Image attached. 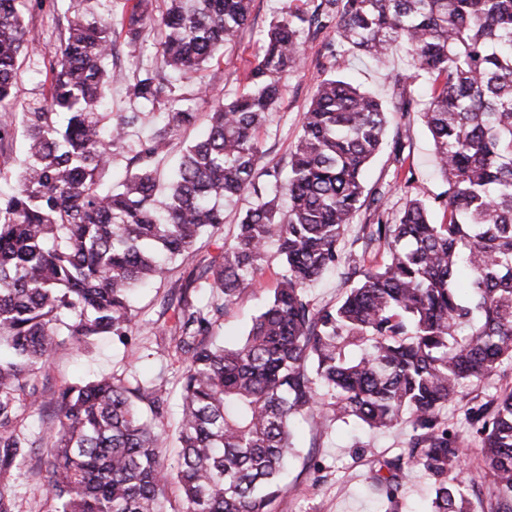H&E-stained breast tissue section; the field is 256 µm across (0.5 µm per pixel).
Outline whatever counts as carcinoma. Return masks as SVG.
<instances>
[{"instance_id": "1", "label": "carcinoma", "mask_w": 512, "mask_h": 512, "mask_svg": "<svg viewBox=\"0 0 512 512\" xmlns=\"http://www.w3.org/2000/svg\"><path fill=\"white\" fill-rule=\"evenodd\" d=\"M292 2L269 24L243 91L214 108L202 138L184 149L160 201L159 167L198 113L166 108L125 178L105 187L112 147L141 123L138 112L114 120L104 111L112 20L71 24L55 50L50 105L32 107L15 86L36 43L28 15L43 0H0V112L21 113L28 142L15 191L0 198V473L36 444L17 430L20 401L39 395L35 371L67 339L124 340L134 288L160 277L163 260L193 257L196 241L224 224L225 199L255 195L222 256L195 268L208 304L181 297L173 309L186 364L175 470L160 461L162 386L73 382L58 391L48 427L54 512H163L172 477L185 512H275L294 423L305 416L326 428L408 424L406 449L380 463L374 483L393 500L415 471L435 487L432 512H474L460 477L462 437L441 408L465 382L512 362V0H320L309 15ZM250 4L171 0L158 17L152 0H134L119 20L128 57L146 26L164 33L136 97L166 104V73L191 80L223 55L249 25ZM328 26L336 42L377 59L405 49L415 62L408 79L429 83L427 99L402 95L394 111L419 112L431 134L447 223H434L436 204L417 197L385 217L388 190H366L364 173L385 147L391 110L334 74L314 87L288 176L259 168L255 132L281 79L301 65L302 30ZM262 176L272 178L269 194L256 185ZM281 195L290 201L283 217ZM362 208L363 247L346 253V228ZM271 240L282 263L272 298L241 340L208 341L224 309L254 287ZM375 245L381 265L368 262ZM341 267L351 282L342 299L314 306L308 288ZM467 417L475 470L492 478L495 512H512V388Z\"/></svg>"}]
</instances>
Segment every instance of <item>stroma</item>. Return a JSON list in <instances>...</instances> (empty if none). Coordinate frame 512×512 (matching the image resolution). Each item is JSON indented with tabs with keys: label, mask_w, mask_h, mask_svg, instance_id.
<instances>
[{
	"label": "stroma",
	"mask_w": 512,
	"mask_h": 512,
	"mask_svg": "<svg viewBox=\"0 0 512 512\" xmlns=\"http://www.w3.org/2000/svg\"><path fill=\"white\" fill-rule=\"evenodd\" d=\"M281 6L282 0H253L250 26L226 45L223 56L201 71L195 81L174 80V97L196 102L201 117L196 126L181 130L175 137L170 153L159 168L161 175H168L170 168L176 165L183 145L203 133L212 105L233 99L241 92L251 63L262 51L268 25ZM76 9L74 0H44L42 9L30 14L29 26L38 43L36 51L29 54L21 66L16 85V95L21 102L46 104L54 51L69 23L75 20ZM114 39L112 68L122 72L123 78L111 84L108 110L116 118L129 112L143 115L142 125L112 150V178L117 181L124 176L139 140L149 136L161 120L159 113L136 99L131 91L134 75L153 69L160 34L154 28L143 31L138 57L133 62L126 54L124 32L115 31ZM302 39V64L283 78L277 107L257 132L263 151L261 164L265 167L287 169L313 87L321 76L337 68L338 60L329 51L335 42L332 30H323L315 36L306 33ZM410 70L409 58L398 51L381 61L352 56L347 75L355 85L373 91L390 105L403 93L421 96L418 85L402 89L392 80L393 75L406 74ZM7 121L12 137L0 144V194L12 190L14 175L25 149L19 115H9ZM395 121L404 133L406 165L412 170V183H405L386 151L373 160L367 172L368 187L391 185L392 190L385 199V207L391 213L399 212L408 197L430 199L447 188L435 169L433 143L419 113L399 115ZM252 203L253 197L247 193L225 201L223 226L197 243L193 259L170 262L155 285L137 295L133 331L128 341L103 336L82 347L68 343L59 347L50 364L40 370L41 396L22 411V429L36 437L37 443L31 448L27 462L0 473V486L9 487L15 495L16 512H51L53 508L47 496L44 475L38 470L50 453V441L43 436L41 420L52 412L56 393L65 384L102 374L114 375L130 387L139 381L159 382L166 391L167 402L158 424L167 431L175 430L179 413V379L184 366L171 334L173 314L166 311L163 301L183 295L196 304L207 302L205 291L189 286L191 271L196 262L211 260L219 254L225 237L232 235L235 224ZM278 272L279 256L275 245L271 244L266 249L263 270L252 292L229 306L219 326L215 327L216 341L243 334L252 317L270 299ZM506 385L512 386V363L509 362L503 363L491 379L464 385L442 414L450 423L464 427L466 407L482 400L495 388ZM410 433V426L405 424L386 431L368 432L339 421L326 430L315 420L301 421L296 437V456L285 478L287 490L278 499L276 512H430V485L419 473H408L403 479L398 505L394 508L390 507L383 492L370 482L378 461L399 453Z\"/></svg>",
	"instance_id": "1"
}]
</instances>
